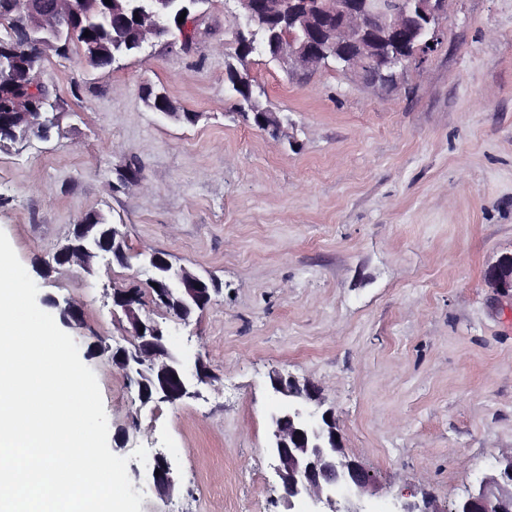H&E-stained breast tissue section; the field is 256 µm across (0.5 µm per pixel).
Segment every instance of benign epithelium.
Here are the masks:
<instances>
[{"label": "benign epithelium", "mask_w": 512, "mask_h": 512, "mask_svg": "<svg viewBox=\"0 0 512 512\" xmlns=\"http://www.w3.org/2000/svg\"><path fill=\"white\" fill-rule=\"evenodd\" d=\"M240 15L249 20L257 15L269 19L288 16L282 38L274 46L277 60L303 71L322 67L330 56L339 62L338 70L361 79L372 87L386 88L411 65H422L438 44L443 19L452 0H411L418 14L431 25L428 40L411 45V15L401 0H236ZM66 8L50 15L42 11L36 0H22L16 14L0 15V26L8 34L25 27L53 33L76 24L81 0H65ZM140 47L159 41L164 29L157 11H145L137 19ZM17 51L0 46V80L17 76ZM30 98L20 96L14 103L12 121L24 131L40 123L41 137L56 124L57 115L23 112ZM259 121L271 137L286 136L288 118L281 112H261ZM112 230V258L129 264L124 240L117 227ZM105 255L98 242L86 235L73 240L57 255L60 265L90 268ZM140 265L154 272L150 282L158 284L151 295L152 304L171 312L176 323L185 324L203 306L208 297L206 280L184 265H175L159 253L133 255ZM485 280L501 297L512 296V254L501 255L485 272ZM47 304L59 309L65 323L80 322L81 307L75 301L60 306L54 300ZM131 325L135 338L130 349L120 348L112 355L115 367L127 376L140 373V381L151 383L159 402L177 404L199 394L198 387L209 384L212 377L204 362L195 361L194 371L167 348L165 337L171 330L158 322L141 317V300L132 294L113 295ZM274 395L288 400V409L271 417L269 451L275 461V472L281 482L284 498L301 499L307 512H368L365 497L372 492L374 478L369 470L344 452L342 436L334 414L321 410L318 386L309 379H299L281 372L270 376ZM160 474H155V471ZM150 475L155 488L168 492L174 485L167 459H153ZM457 512H512V448L504 450L496 461L495 474L483 480L477 491L461 501ZM395 512H436L431 502L405 500L395 505Z\"/></svg>", "instance_id": "obj_1"}]
</instances>
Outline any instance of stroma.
<instances>
[{
  "mask_svg": "<svg viewBox=\"0 0 512 512\" xmlns=\"http://www.w3.org/2000/svg\"><path fill=\"white\" fill-rule=\"evenodd\" d=\"M241 23L234 0H210L191 50L159 44L106 69L75 51L42 60L60 126L0 144V231L39 296L81 306L66 332L141 512H301L268 450L285 405L275 371L318 384L346 454L374 477L370 512L404 495L446 512L512 448V302L485 281L512 252V0H452L436 50L396 89L253 54L249 76L293 120L278 142L226 91ZM149 85L196 122L148 111ZM95 211L130 252L222 282L186 326L145 307L171 325L175 356L200 354L214 375L199 397L142 403L109 365L130 340L112 294L148 291L150 273L56 263ZM141 446L166 456L173 492L154 489Z\"/></svg>",
  "mask_w": 512,
  "mask_h": 512,
  "instance_id": "stroma-1",
  "label": "stroma"
}]
</instances>
